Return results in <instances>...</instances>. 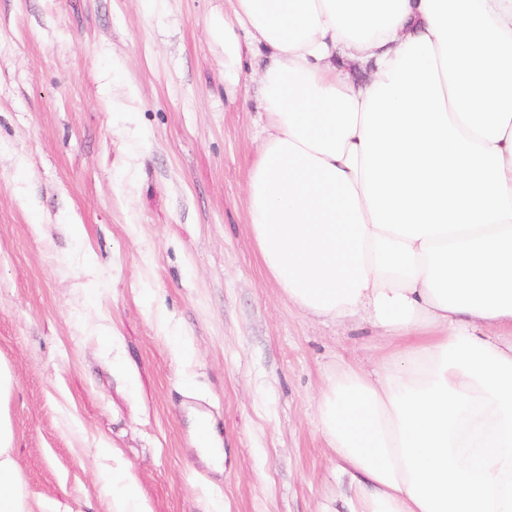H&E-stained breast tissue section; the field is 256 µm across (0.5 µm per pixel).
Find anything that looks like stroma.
Instances as JSON below:
<instances>
[{
  "label": "stroma",
  "mask_w": 512,
  "mask_h": 512,
  "mask_svg": "<svg viewBox=\"0 0 512 512\" xmlns=\"http://www.w3.org/2000/svg\"><path fill=\"white\" fill-rule=\"evenodd\" d=\"M229 0H0V364L29 490L108 512L109 449L151 512H338L317 429L383 331L304 314L247 222L256 83L224 79ZM224 448L195 450V413Z\"/></svg>",
  "instance_id": "35a3bbf8"
}]
</instances>
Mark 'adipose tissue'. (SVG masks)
<instances>
[{"mask_svg":"<svg viewBox=\"0 0 512 512\" xmlns=\"http://www.w3.org/2000/svg\"><path fill=\"white\" fill-rule=\"evenodd\" d=\"M262 50L264 265L395 343L318 403L349 512H512V0H233L230 83ZM11 387L0 365V512H34ZM111 509L150 512L117 456Z\"/></svg>","mask_w":512,"mask_h":512,"instance_id":"adipose-tissue-1","label":"adipose tissue"}]
</instances>
